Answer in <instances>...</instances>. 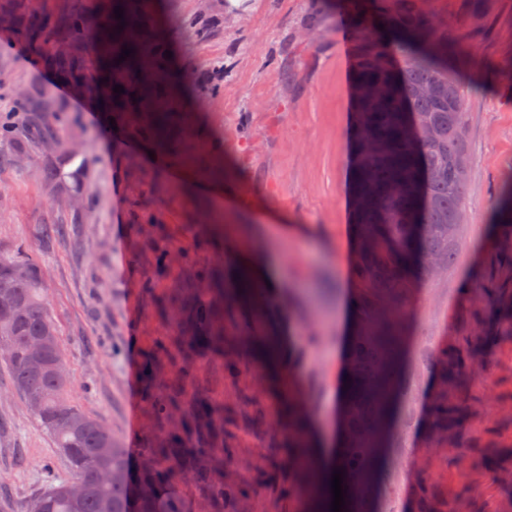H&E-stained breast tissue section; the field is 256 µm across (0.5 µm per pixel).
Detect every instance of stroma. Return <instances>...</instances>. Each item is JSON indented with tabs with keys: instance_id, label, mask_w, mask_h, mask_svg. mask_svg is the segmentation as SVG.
Returning a JSON list of instances; mask_svg holds the SVG:
<instances>
[{
	"instance_id": "stroma-1",
	"label": "stroma",
	"mask_w": 512,
	"mask_h": 512,
	"mask_svg": "<svg viewBox=\"0 0 512 512\" xmlns=\"http://www.w3.org/2000/svg\"><path fill=\"white\" fill-rule=\"evenodd\" d=\"M103 0H0V14L37 18L42 38L0 27V114L32 123L31 101L46 110L59 138L85 163L76 211L37 175L49 162L32 150L26 167L0 143V244L25 247L48 280L50 312L61 333L71 377L69 399L98 418L139 463L196 395L223 404L230 433L215 460L218 474L243 482L252 512H306L288 491V434L277 425L278 393L240 354L242 375H224L220 359H198L186 380L170 299L194 293L206 273L224 269L232 288L239 263L264 262L277 281L270 313L285 351L281 369L307 405L314 427H335L350 274L347 157L350 75L355 47L338 0H163L173 66L192 85L170 110L193 116L191 136L175 137L167 156L125 125L103 131L100 108L50 64L58 21L75 11L97 18ZM440 23L449 42L474 56L475 81L463 82L469 165L467 218L452 265L412 290L401 318L407 376L382 473L381 512H410L430 457L439 492L467 512H512V481L483 457L495 448L512 458V319L495 325L497 341L479 373L458 392L471 407L454 445L430 454L428 399L436 352L482 331L480 304L467 281L491 279L512 291V269L498 265L492 231L500 195L512 189V0H412ZM205 11L209 34L187 20ZM223 176H215V168ZM290 222L277 224L275 215ZM62 225L53 245L41 227ZM173 260L157 272L158 254ZM159 359L172 417L158 422L145 374ZM66 463L35 423L0 367V512H23L27 500Z\"/></svg>"
}]
</instances>
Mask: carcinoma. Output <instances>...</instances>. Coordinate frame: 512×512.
<instances>
[{"label": "carcinoma", "mask_w": 512, "mask_h": 512, "mask_svg": "<svg viewBox=\"0 0 512 512\" xmlns=\"http://www.w3.org/2000/svg\"><path fill=\"white\" fill-rule=\"evenodd\" d=\"M151 0H105L95 21L72 13L63 20L66 41L92 45L94 71L84 57L51 55L54 66L77 87L93 84L95 97L113 117L128 124L133 134L151 140L166 152L181 121L176 112H155L168 95L172 80L167 41L146 27ZM356 61L352 73L349 209L352 232V295L354 324L345 349V379L340 401L341 443L338 467L345 475L351 512H377L375 498L381 449L392 432V407L405 377V342L400 329L403 295L417 279L444 270L454 259L457 218L466 216L468 154L464 124L465 102L459 79L469 70L468 53L448 46L440 27L407 5L389 13L383 0H343ZM124 10L115 18V7ZM123 30H118L120 22ZM384 29H379L378 24ZM133 53L116 63L124 47ZM124 87L115 99L113 88ZM0 140L14 144L15 156L28 153L14 124L0 123ZM56 164L44 165L42 181L60 191L67 180L78 181L81 169L64 171L75 160L74 150L60 151ZM507 219L498 223L500 249L512 257V190L498 202ZM25 264L29 272L15 273ZM202 293L180 306L172 316L186 324L178 337L184 367L206 354L224 355L242 344L259 348L264 366L280 360V342L263 320L271 304L264 286L247 268L238 271L231 302L246 308L255 329L224 332V281L206 278ZM19 305V313L0 324V363L8 370L14 390L24 400L42 397L34 417L67 462V472L38 496L48 512H181L176 488L186 476L209 485L215 501L227 512H239L246 498L242 486L216 475L214 459L224 453V408L206 399L190 402L195 425L180 421L159 447L143 449L137 470L127 450L96 418L70 403L69 373L38 371L27 356L28 342L51 332L54 349L50 364L63 363L57 326L46 301L41 266L24 247L0 245V285ZM475 345L467 340L443 349L436 360L439 386L428 413L431 433L451 435L466 419L468 409L457 398L460 376L476 372ZM280 401L288 402V441L294 448L291 466L300 490L316 512V503L329 497L308 447L307 418L299 394L282 387ZM151 407L167 419L174 401L155 395ZM110 443V450L96 449ZM416 512H464L461 500H439L429 478L414 488Z\"/></svg>", "instance_id": "obj_1"}]
</instances>
